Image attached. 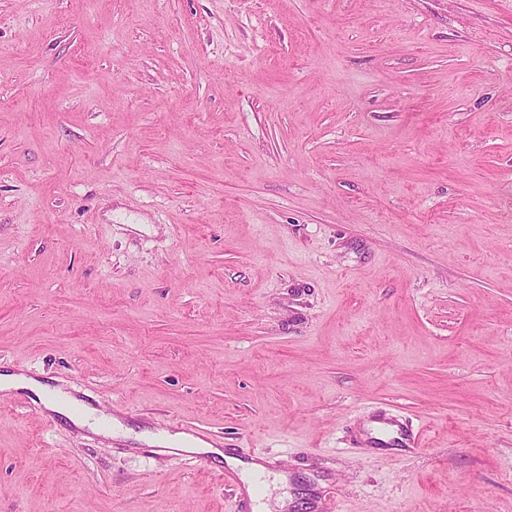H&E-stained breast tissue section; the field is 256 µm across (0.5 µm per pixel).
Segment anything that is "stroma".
<instances>
[{"mask_svg":"<svg viewBox=\"0 0 512 512\" xmlns=\"http://www.w3.org/2000/svg\"><path fill=\"white\" fill-rule=\"evenodd\" d=\"M4 367L0 512H512V0H0ZM13 389H24L34 392L41 399L45 408L52 413L65 417L73 424L79 426L87 425L100 432L98 427L104 418H94L96 411L89 407H86V410H84L79 417L76 418L73 416L68 407L70 404L69 396L61 388H50L49 386L25 375L12 373L0 374V390L9 391ZM91 419L94 421L93 424L91 423ZM385 435H390L389 441L381 437L375 439L384 444H395L401 447H419V438L417 434H414L412 430L405 429L402 425L397 424L395 421L389 420L382 423L379 428ZM196 431V428L190 429L188 431H182V434H175L171 436V443L177 447V449L188 451V452H207L210 454H216L224 457V453L219 449L221 446L220 436H216L210 434L211 436H216L217 438L212 437L211 443L216 446V448H212V446L200 439L194 438V434L199 436H204V432ZM183 434L187 435L184 436ZM192 436V437H188Z\"/></svg>","mask_w":512,"mask_h":512,"instance_id":"obj_1","label":"stroma"}]
</instances>
